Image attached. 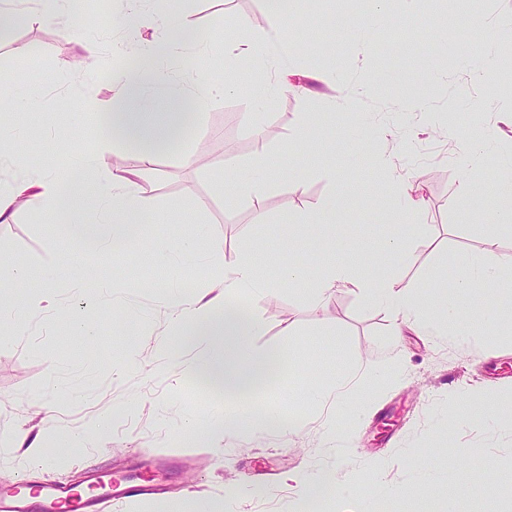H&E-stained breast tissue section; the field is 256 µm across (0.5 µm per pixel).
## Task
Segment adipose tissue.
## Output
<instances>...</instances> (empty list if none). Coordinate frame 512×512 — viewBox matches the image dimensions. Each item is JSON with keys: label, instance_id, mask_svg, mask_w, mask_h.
I'll list each match as a JSON object with an SVG mask.
<instances>
[{"label": "adipose tissue", "instance_id": "adipose-tissue-1", "mask_svg": "<svg viewBox=\"0 0 512 512\" xmlns=\"http://www.w3.org/2000/svg\"><path fill=\"white\" fill-rule=\"evenodd\" d=\"M204 40H174L162 34L139 48L135 65L112 76V103L98 113L97 122L106 135L116 136L139 148L134 168L112 172L95 178L97 160L85 153L79 164L68 172H50L30 180H21L0 189V222L14 215L19 198L29 205L47 210L54 219L63 221L70 238L80 241L85 255L122 248L135 240L142 222L154 212V200L139 179L154 161V147L176 131L181 124L180 113L170 111V104L188 100L196 109H203L214 89L203 75H195L191 83L176 80L178 64L188 57L203 56ZM251 166L258 170L255 178L239 176L232 184L236 196L245 198L254 207H261L269 179L283 174L288 166L287 155L277 157L260 152ZM205 260L219 273L218 292L210 299H198L186 306H173L167 313L171 336L183 345L199 349V356L186 366L189 375L205 379L221 392L230 416L214 414L199 427L209 446L221 448L226 424L248 432L267 430L278 425L292 431V420L271 412L258 400L252 382L267 366L278 360L275 351L254 353L249 338L258 328L255 316L243 313L236 294L251 291L257 285L256 256L248 251L226 262L221 244H213ZM286 283L312 280L311 298L323 302L341 286H353L373 302L388 307L396 322L414 325L428 336H458L475 323L493 321L496 311L489 299L495 284L505 276L512 277V264L500 260L493 250L475 258L467 270L455 277L452 291L439 304H431L428 285L400 279H376L359 274L349 264L328 259L316 275L291 264L283 270ZM479 302H471V295Z\"/></svg>", "mask_w": 512, "mask_h": 512}]
</instances>
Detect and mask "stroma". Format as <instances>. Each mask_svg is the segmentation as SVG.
Returning a JSON list of instances; mask_svg holds the SVG:
<instances>
[{"label": "stroma", "mask_w": 512, "mask_h": 512, "mask_svg": "<svg viewBox=\"0 0 512 512\" xmlns=\"http://www.w3.org/2000/svg\"><path fill=\"white\" fill-rule=\"evenodd\" d=\"M148 8L156 27L133 26L125 0H110L105 11L72 4L67 19L26 22L0 33V72L12 77L1 90L0 155L8 163L0 165V187L71 164L86 147L98 148L99 173L123 168L130 151L102 142L92 123L112 98L114 71L128 63L113 45L152 39L168 19H179L191 37L208 39L214 84L237 86L218 94L177 151L156 158L144 174L157 215L120 252L100 251L77 267L80 243L47 213L24 205L9 223H0V258L25 271L22 284L0 287V304L39 296L48 310L21 331L5 328L0 341V483L45 481L46 472L29 464L16 443L26 429L52 447L40 419L27 413L33 400L43 399L54 408L57 431L78 434L94 418L111 420L100 451L66 456L56 464L57 479L80 483L92 467L117 479L148 477L159 484V492L114 502L110 512H166L181 498L213 499L228 487L238 494L225 501L223 512H296L305 491L294 477L313 465L324 467L335 483L353 481L371 492L376 512H433L434 502L411 489L447 482L451 456L463 462L471 482L484 487L480 498L456 500L454 512H503L512 500V422L506 419L512 411V281L497 292L498 323L473 325L453 341L413 326L395 338L392 314L353 290L341 289L316 305L308 285L280 286L290 256L281 247L278 223L290 215L338 210L336 227L299 229L302 261L310 268L320 254L332 252L376 278L436 284L489 245L500 258L512 259V232L496 223L492 193L496 155H512V97H490L471 84L462 51L466 44L481 46L501 74L512 73V40L483 43L481 30L471 24L476 15L489 21L512 15V0H432L427 6L389 0L387 20L360 34L331 20L371 11L368 0H298L288 28L297 51L268 44L274 67L261 76L226 58L271 31L264 0H150ZM243 19L249 27H240ZM70 20L95 42L97 56L92 68L64 74L60 63L81 54L78 40L65 32ZM291 67L303 73V92L288 89L258 99L260 85L278 81L279 71ZM348 94L360 100L357 114L334 107ZM32 98L38 105L30 109ZM478 98L484 108L476 112L471 103ZM417 99L425 111L414 108ZM306 112L313 123L304 129ZM256 125L265 132L263 141L253 136ZM489 129L495 156L472 174L477 190L459 201L463 154ZM289 145L296 147L292 161L305 177L273 180L264 200L266 221L257 223L249 201L233 196L231 178L258 149L275 156ZM185 153L194 155V163L182 161ZM382 153L391 161L392 178L375 165ZM407 194L421 201L419 211L400 208ZM395 233L407 234L414 263L400 264L382 251V241ZM157 238L192 245L177 259L185 304L214 275L198 259L212 240L221 241L229 258L263 245L259 282L274 287L275 295H243L239 301L261 323L250 338L253 350L282 352L281 372L262 398L295 419L292 432L230 427L220 454L190 431L213 402L185 370L191 353L169 357L160 351L171 338L169 295L156 285L163 269L146 248ZM51 264L63 271L48 282L42 271ZM102 276L115 283L107 297L90 287ZM120 312L134 324L135 341H122L114 319ZM75 313L92 325L93 343L72 339L69 318ZM356 361L391 368L387 377L350 386L349 400L366 405L361 418L312 399L317 387ZM470 394L486 397L494 413L462 416L460 403ZM335 423L342 425L348 449L342 457L326 440Z\"/></svg>", "instance_id": "stroma-1"}]
</instances>
